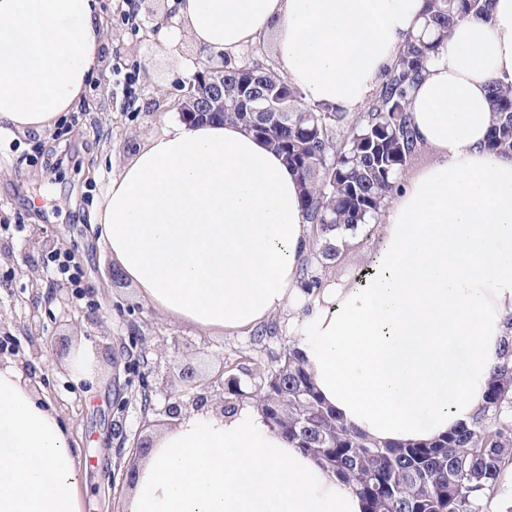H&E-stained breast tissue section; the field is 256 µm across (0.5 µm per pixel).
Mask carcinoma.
<instances>
[{
	"label": "carcinoma",
	"instance_id": "obj_1",
	"mask_svg": "<svg viewBox=\"0 0 512 512\" xmlns=\"http://www.w3.org/2000/svg\"><path fill=\"white\" fill-rule=\"evenodd\" d=\"M489 0H426L420 22L407 34L394 61L381 74L364 111L357 114L305 101L276 61L224 59L213 72L224 81L220 121L244 125L281 154L302 185L305 221L316 230L318 256L339 254L335 232L364 231L386 210L406 167L423 149L410 120V93L452 29L488 15ZM494 119L487 147L512 157V82H491ZM280 92L281 123L244 101V91ZM302 288L322 280L302 259ZM501 339L502 363L484 406L456 432L425 445L380 444L344 423L321 401L294 349L278 368L263 371L255 387L257 407L270 428L333 470L359 495L365 512H485L502 469L512 461V314ZM243 396L227 384L224 411Z\"/></svg>",
	"mask_w": 512,
	"mask_h": 512
}]
</instances>
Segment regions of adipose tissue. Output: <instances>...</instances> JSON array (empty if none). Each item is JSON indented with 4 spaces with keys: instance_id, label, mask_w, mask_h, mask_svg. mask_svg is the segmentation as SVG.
<instances>
[{
    "instance_id": "obj_1",
    "label": "adipose tissue",
    "mask_w": 512,
    "mask_h": 512,
    "mask_svg": "<svg viewBox=\"0 0 512 512\" xmlns=\"http://www.w3.org/2000/svg\"><path fill=\"white\" fill-rule=\"evenodd\" d=\"M424 0H171V42L237 54L268 39L306 99L367 98ZM106 39L101 0H0V133L45 134L79 111ZM512 81V0L457 24L412 91L434 150L408 173L376 262L304 299L309 240L298 178L241 124L174 120L117 173L92 220L119 278L205 331L252 328L289 305L322 400L383 444H419L481 408L512 313V158L487 148L490 82ZM330 469L254 406L189 408L135 468L128 512H363ZM0 512H82L59 413L0 366Z\"/></svg>"
}]
</instances>
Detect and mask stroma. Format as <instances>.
<instances>
[{
	"instance_id": "stroma-1",
	"label": "stroma",
	"mask_w": 512,
	"mask_h": 512,
	"mask_svg": "<svg viewBox=\"0 0 512 512\" xmlns=\"http://www.w3.org/2000/svg\"><path fill=\"white\" fill-rule=\"evenodd\" d=\"M103 2L102 94L87 97L51 134L0 136V362L17 366L60 414L82 461L84 512H127L132 444L167 428L161 409L166 394L179 390L181 371L192 369L217 406L224 397L218 374L252 392L253 365L280 364L298 311L270 316L260 342L250 331L214 336L163 317L115 276L112 256L90 226L112 172L162 130L167 114L151 103L181 95L189 77L179 60L196 71L223 68L224 60L165 39L156 17L167 0ZM379 240L378 229L359 233L330 266L309 252L310 272L326 283L354 281ZM63 251L80 263L84 297L53 268L52 257ZM87 340L95 361L90 381L72 376L61 351ZM145 391L155 407L148 414Z\"/></svg>"
}]
</instances>
